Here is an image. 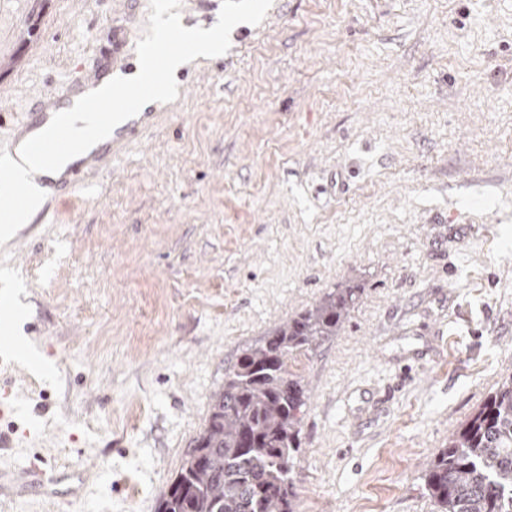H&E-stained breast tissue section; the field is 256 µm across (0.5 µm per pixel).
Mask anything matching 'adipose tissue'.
<instances>
[{
	"label": "adipose tissue",
	"mask_w": 512,
	"mask_h": 512,
	"mask_svg": "<svg viewBox=\"0 0 512 512\" xmlns=\"http://www.w3.org/2000/svg\"><path fill=\"white\" fill-rule=\"evenodd\" d=\"M223 47V28H185L164 20L160 21L153 41L142 57L136 59L131 72H118L104 77L97 83L89 84L71 103L54 109L44 124L31 129L26 139L17 142L9 156L12 170L9 188L28 196L29 207L0 216V239L9 240L19 225L29 223L33 209L52 192L53 182L58 181L69 166L82 160L84 153L111 139L113 130L124 125L129 116L126 109L114 108L106 124L94 126L83 133V149L78 153L40 158L31 154L30 141L45 138L53 125H74L82 122L80 106L89 100L111 101L131 88L139 90L141 99L150 102L166 100L171 88L155 82L154 73L157 67H164L174 73L185 64L188 56L214 57L221 54Z\"/></svg>",
	"instance_id": "adipose-tissue-1"
}]
</instances>
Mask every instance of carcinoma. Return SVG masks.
Segmentation results:
<instances>
[{
  "label": "carcinoma",
  "instance_id": "1",
  "mask_svg": "<svg viewBox=\"0 0 512 512\" xmlns=\"http://www.w3.org/2000/svg\"><path fill=\"white\" fill-rule=\"evenodd\" d=\"M363 291L348 281L240 351L156 512H295L306 395L288 356L337 335ZM424 480L437 512H512V373L448 438Z\"/></svg>",
  "mask_w": 512,
  "mask_h": 512
}]
</instances>
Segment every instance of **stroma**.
<instances>
[{
    "label": "stroma",
    "mask_w": 512,
    "mask_h": 512,
    "mask_svg": "<svg viewBox=\"0 0 512 512\" xmlns=\"http://www.w3.org/2000/svg\"><path fill=\"white\" fill-rule=\"evenodd\" d=\"M248 8L247 24L236 12ZM224 52L0 243V512H155L241 349L350 279L307 390L297 512H436L424 473L512 373V0H0V158L49 91L135 60L158 13ZM137 114L138 118L131 124L127 125L124 133L117 138L112 139V143L103 146L99 151L90 154L85 160L82 168H74L72 177L65 181L60 189L64 186H75L84 180V176L94 170L109 167L112 160L118 158L122 146L129 140L139 135L142 131L149 128L153 124L156 113L153 112H131Z\"/></svg>",
    "instance_id": "stroma-1"
}]
</instances>
